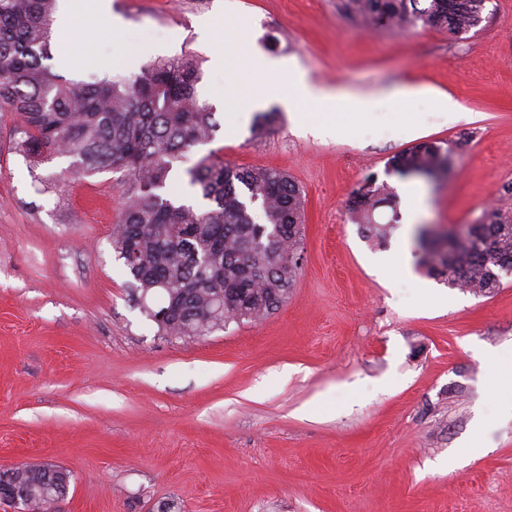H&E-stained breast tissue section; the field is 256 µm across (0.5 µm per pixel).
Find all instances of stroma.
Returning <instances> with one entry per match:
<instances>
[{"instance_id": "1", "label": "stroma", "mask_w": 512, "mask_h": 512, "mask_svg": "<svg viewBox=\"0 0 512 512\" xmlns=\"http://www.w3.org/2000/svg\"><path fill=\"white\" fill-rule=\"evenodd\" d=\"M92 36L52 42L69 79L128 77L195 57L210 102L212 60L243 48L284 57L317 86H423L462 106L300 102L262 134L234 100L190 160L288 173L305 199L302 267L287 302L200 339L161 335L134 305L112 248L122 171L68 181V158L30 168L12 149L19 117L0 112V466L49 461L71 474L64 512H512V389L485 363L512 353V277L476 295L427 274L421 224L462 228L485 207L512 215V0H487L462 38L398 35L357 23L337 0H82ZM241 35H211L225 17ZM121 20L113 28V20ZM335 114L336 130L311 126ZM418 132L407 135L405 123ZM423 140L453 151L449 179L413 184L409 221L393 155ZM387 182L384 243L348 200Z\"/></svg>"}]
</instances>
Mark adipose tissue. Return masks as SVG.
Here are the masks:
<instances>
[{
  "mask_svg": "<svg viewBox=\"0 0 512 512\" xmlns=\"http://www.w3.org/2000/svg\"><path fill=\"white\" fill-rule=\"evenodd\" d=\"M215 66L224 67L233 73L239 102V118L260 109L272 93L277 92L281 80H288L300 93L299 99L319 103L331 99H344L355 111L369 110L376 99L375 94L342 89H327L312 84L307 74L293 65L277 59L255 56L245 52L218 57Z\"/></svg>",
  "mask_w": 512,
  "mask_h": 512,
  "instance_id": "1",
  "label": "adipose tissue"
}]
</instances>
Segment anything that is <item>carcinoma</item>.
Here are the masks:
<instances>
[{
  "label": "carcinoma",
  "instance_id": "carcinoma-1",
  "mask_svg": "<svg viewBox=\"0 0 512 512\" xmlns=\"http://www.w3.org/2000/svg\"><path fill=\"white\" fill-rule=\"evenodd\" d=\"M486 0H341L343 13L383 18L395 31L421 25L458 37L478 27ZM55 0H0V111L18 114L13 150L36 167L68 157L66 173L112 170L127 177V202L112 229V248L130 278L131 297L166 336L201 338L231 321H260L288 299L300 270L304 200L288 174L236 167L210 154L184 169L203 204L171 183L187 154L220 127L198 99L199 67L190 57L151 62L130 77L72 80L46 61ZM391 173L431 182L448 176L451 149L419 142L388 161ZM369 177L349 199L355 223L382 243L390 225L375 220L388 203ZM418 242L426 272L450 288L491 294L512 275V219L483 210L458 241L423 224ZM166 313H161V310ZM19 481L35 512H53L70 472L18 463L0 470Z\"/></svg>",
  "mask_w": 512,
  "mask_h": 512
}]
</instances>
